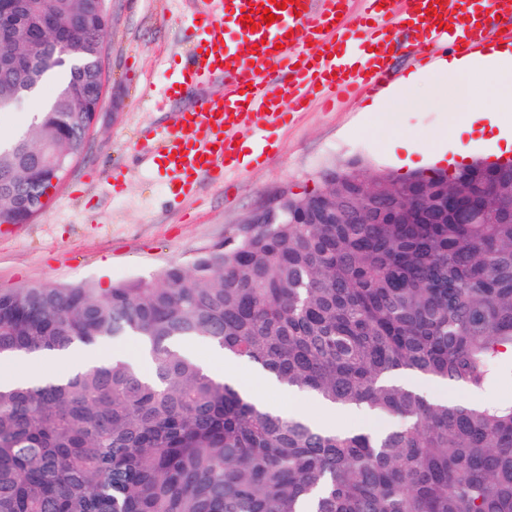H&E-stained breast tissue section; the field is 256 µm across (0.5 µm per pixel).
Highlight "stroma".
<instances>
[{"instance_id": "stroma-1", "label": "stroma", "mask_w": 512, "mask_h": 512, "mask_svg": "<svg viewBox=\"0 0 512 512\" xmlns=\"http://www.w3.org/2000/svg\"><path fill=\"white\" fill-rule=\"evenodd\" d=\"M208 0H107L105 35L107 91L80 159L54 191L49 206L26 224H0V288L89 281L99 288L158 277L172 265L223 244L281 192L303 196L323 187V170L346 163L368 172L400 176L389 151L394 136L424 141L450 132L459 116L446 93L432 82L430 67L417 60L431 44L408 48L390 43L396 77L420 71L409 104L397 112H373L362 92L332 107L311 100L277 131L266 163H249L207 185L197 196L182 195L155 170L143 133L171 125L184 103L163 99L160 90L171 64L185 57L186 26ZM120 186H113V178Z\"/></svg>"}]
</instances>
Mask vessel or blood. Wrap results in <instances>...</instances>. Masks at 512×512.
I'll list each match as a JSON object with an SVG mask.
<instances>
[{
  "label": "vessel or blood",
  "instance_id": "obj_1",
  "mask_svg": "<svg viewBox=\"0 0 512 512\" xmlns=\"http://www.w3.org/2000/svg\"><path fill=\"white\" fill-rule=\"evenodd\" d=\"M366 15H340L336 0H298L275 9L276 19L262 21L271 0H220L198 12L190 24L191 52L166 86L168 98L219 81L224 91L203 97L176 113L172 130L155 137L149 149L153 166L176 180L186 196L202 184L222 182L238 169L241 130L254 113L267 126L285 122L305 109L311 97L326 98L359 87L374 90L393 77L383 62L392 30L382 22L386 0H367ZM405 34L427 32L435 47L484 54L490 39L512 45V0H401ZM251 23H243V15ZM303 31L302 48L294 31ZM359 34L370 55L337 53L336 37Z\"/></svg>",
  "mask_w": 512,
  "mask_h": 512
}]
</instances>
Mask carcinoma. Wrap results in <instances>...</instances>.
I'll list each match as a JSON object with an SVG mask.
<instances>
[{"label": "carcinoma", "mask_w": 512, "mask_h": 512, "mask_svg": "<svg viewBox=\"0 0 512 512\" xmlns=\"http://www.w3.org/2000/svg\"><path fill=\"white\" fill-rule=\"evenodd\" d=\"M51 27L0 45V97L60 83L30 129L0 145V224L57 189L50 156L87 140L96 75L56 45L104 41L94 0H42ZM39 39V59L23 50ZM355 166L336 173L349 219L300 224L292 197L187 269L101 289H0V512H512V402H431L407 373L469 392L512 376V169L473 161L407 179V203L446 224H369ZM131 336L149 363L25 379L1 372L46 350ZM201 341L298 393L366 407L386 425L329 429L269 411L202 372Z\"/></svg>", "instance_id": "obj_1"}]
</instances>
